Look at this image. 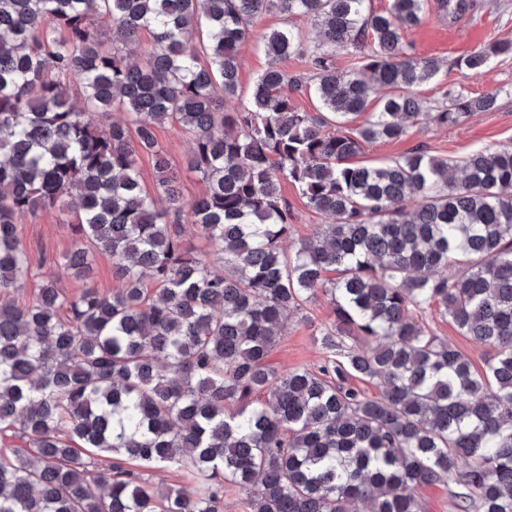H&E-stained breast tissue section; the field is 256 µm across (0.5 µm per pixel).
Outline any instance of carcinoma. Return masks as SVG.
Masks as SVG:
<instances>
[{"label": "carcinoma", "instance_id": "cac0c4a2", "mask_svg": "<svg viewBox=\"0 0 512 512\" xmlns=\"http://www.w3.org/2000/svg\"><path fill=\"white\" fill-rule=\"evenodd\" d=\"M269 14L318 29L310 44L261 34L314 83L271 67L240 108L239 50ZM424 15L425 0H0V433L29 437L0 448V512H220L226 488L248 512H425L433 486L458 512H512V147L471 155L460 178L426 151L350 163L415 124L494 109L493 93L419 101L438 67L403 38ZM338 46L359 51L352 68ZM499 55L512 41L453 66ZM303 93L318 112L298 110ZM166 124L192 140L206 187L192 202L159 145ZM283 181L331 219L288 249ZM67 198L64 268L86 281L106 253L121 288L69 297L47 279L20 304L18 221ZM186 223L224 270L186 245ZM320 295L336 314L314 338L321 365L280 368L285 319ZM434 308L493 350L483 371L426 327ZM130 461L188 483L157 489Z\"/></svg>", "mask_w": 512, "mask_h": 512}]
</instances>
